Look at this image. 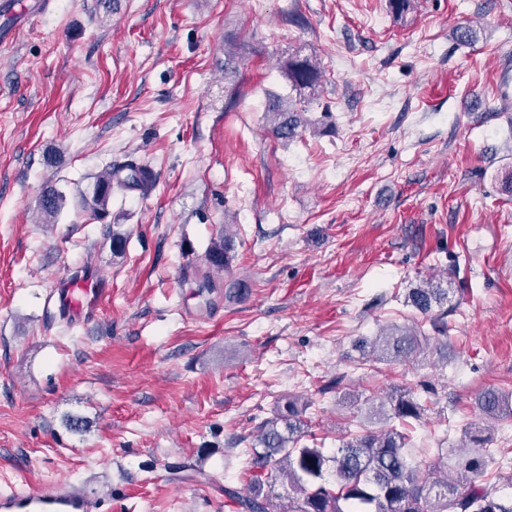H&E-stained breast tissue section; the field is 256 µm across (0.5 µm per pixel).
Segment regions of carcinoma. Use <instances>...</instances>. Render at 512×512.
<instances>
[{"label":"carcinoma","mask_w":512,"mask_h":512,"mask_svg":"<svg viewBox=\"0 0 512 512\" xmlns=\"http://www.w3.org/2000/svg\"><path fill=\"white\" fill-rule=\"evenodd\" d=\"M288 82L299 91L315 92L321 72L310 55L296 53L286 65ZM272 132L284 141L306 131L304 113L297 101L284 103L276 98L269 112ZM155 183L151 168L130 156L111 167L97 179L92 194L82 197V207L101 219L108 212L112 189L146 191ZM65 203L64 194L55 186H43L37 216L51 223ZM233 244L228 234L219 236L207 248L201 275L229 269ZM406 306L419 319L406 326L392 324L378 336L355 342L360 352L358 365L408 361L425 353L424 344L436 341V350H448V290L428 282L408 290ZM430 326L435 337L426 334ZM512 403V392L484 391L478 401L480 414L498 419L504 404ZM311 401L288 399L261 427L259 445L253 450V476L244 496L233 495L242 512H280L274 504L275 484L288 479V512H512V499L505 500L492 488L478 485L492 457L487 449L491 437L476 434L472 451L465 457L448 458L438 449V460L424 470L412 458L411 437L406 426L421 419L424 406L411 387H400L380 400L373 414L391 425L381 431H347L342 444L332 455L323 449L302 444L308 433L305 414Z\"/></svg>","instance_id":"1"}]
</instances>
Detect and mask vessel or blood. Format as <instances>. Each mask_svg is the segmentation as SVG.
I'll list each match as a JSON object with an SVG mask.
<instances>
[{"label":"vessel or blood","mask_w":512,"mask_h":512,"mask_svg":"<svg viewBox=\"0 0 512 512\" xmlns=\"http://www.w3.org/2000/svg\"><path fill=\"white\" fill-rule=\"evenodd\" d=\"M110 294L106 279L93 274L69 277L49 293L56 312L67 322L86 321ZM102 499L85 484L48 482L31 488L23 485L0 492V512H99Z\"/></svg>","instance_id":"vessel-or-blood-1"}]
</instances>
